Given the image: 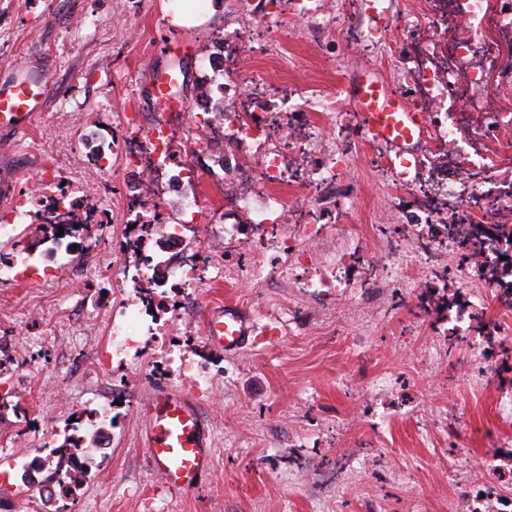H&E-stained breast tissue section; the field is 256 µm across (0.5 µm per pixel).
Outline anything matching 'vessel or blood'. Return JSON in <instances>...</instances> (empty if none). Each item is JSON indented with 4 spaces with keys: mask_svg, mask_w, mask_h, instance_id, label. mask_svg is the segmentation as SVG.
<instances>
[{
    "mask_svg": "<svg viewBox=\"0 0 512 512\" xmlns=\"http://www.w3.org/2000/svg\"><path fill=\"white\" fill-rule=\"evenodd\" d=\"M152 96L168 103L172 112L185 108L171 91L179 85L176 71H150ZM45 74L17 68L0 74V129L28 127L49 95ZM350 99L365 137L383 147L397 161L401 182L413 179L415 146L429 131L426 110L411 106L408 97L394 90L381 76L368 72L350 89ZM254 324L237 311L208 316L207 341L235 352L248 345ZM150 468L156 479L178 491L194 489L212 465L211 444L197 405L188 397L158 387L140 410Z\"/></svg>",
    "mask_w": 512,
    "mask_h": 512,
    "instance_id": "b4317fda",
    "label": "vessel or blood"
}]
</instances>
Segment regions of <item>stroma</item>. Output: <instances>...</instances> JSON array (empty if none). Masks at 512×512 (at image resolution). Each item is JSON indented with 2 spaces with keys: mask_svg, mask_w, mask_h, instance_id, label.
Instances as JSON below:
<instances>
[{
  "mask_svg": "<svg viewBox=\"0 0 512 512\" xmlns=\"http://www.w3.org/2000/svg\"><path fill=\"white\" fill-rule=\"evenodd\" d=\"M197 28L171 24L169 0H0V71L31 65L50 93L26 130L0 133V219L17 209L24 223L0 234V253L35 245L18 263L19 281L0 280V512H483L499 499L512 512V418L500 413L512 386V311L470 270L455 282L463 301L501 329L494 348L472 335L469 320L438 305L437 273L448 266L407 228L436 172L415 187L398 181L385 149L359 131L349 90L379 73L415 107L423 100L402 69L416 35L438 25L471 37L475 19L420 0H323V26L295 13L294 0H213ZM249 37L252 50L229 39ZM249 90L276 99L271 126L292 128L296 144L319 138L350 160L333 180L315 182L286 151L279 193L284 224H253L235 204L261 186L258 170L234 176L215 161L223 129L212 111L215 84L204 65L214 51ZM180 70L184 112L156 111L150 69ZM163 125L179 165H149L151 187L176 222L179 240L151 228L140 252L126 250L133 173H107L130 129ZM184 169L204 200L183 207L169 189ZM66 177L89 192L112 222L72 253L48 252L36 211L23 192L38 176ZM476 203L454 209L452 224L494 213L512 182V152L477 174ZM193 251L223 257L194 288H134L100 278V266L133 269L143 256L176 263ZM332 270L337 288H312ZM154 297L152 315L142 296ZM140 310L124 343L112 323ZM245 313L256 327L231 354L205 338L215 308ZM169 386L196 401L212 439L213 465L196 489L170 491L153 476L139 411L151 389ZM104 427L109 445L93 455L76 497L45 504L16 475L46 456L73 423Z\"/></svg>",
  "mask_w": 512,
  "mask_h": 512,
  "instance_id": "stroma-1",
  "label": "stroma"
}]
</instances>
